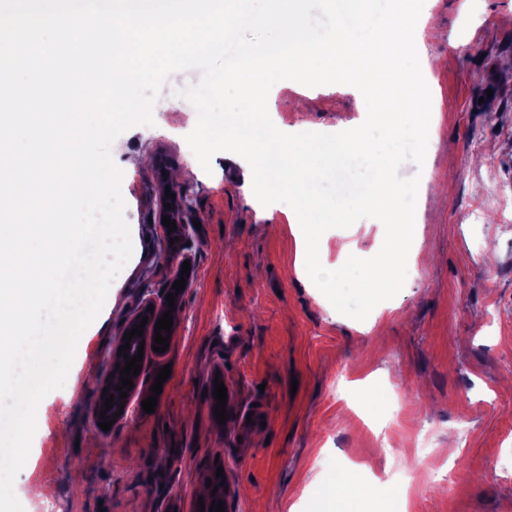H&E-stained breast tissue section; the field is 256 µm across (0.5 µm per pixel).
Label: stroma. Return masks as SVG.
Instances as JSON below:
<instances>
[{
	"instance_id": "obj_1",
	"label": "stroma",
	"mask_w": 512,
	"mask_h": 512,
	"mask_svg": "<svg viewBox=\"0 0 512 512\" xmlns=\"http://www.w3.org/2000/svg\"><path fill=\"white\" fill-rule=\"evenodd\" d=\"M422 35L440 60L425 76L435 160L400 169L420 178L407 280L363 322L337 313L297 265L295 213L258 205L244 159L219 152L200 169L183 92L201 73L167 78L153 125L116 140L133 254L112 283L117 305H104L64 387L44 398L47 429L14 481L24 512H196L217 464L228 512H321L348 464L372 512L401 486L408 512H512V0H429ZM270 96L287 129L328 133L361 112L348 86L288 80ZM130 154L148 166L124 170ZM185 168L201 228L181 245L158 216L163 174ZM384 234L374 218L328 230L321 262L338 265L337 237L376 251ZM185 259L192 280L169 348L147 351L128 416L103 430L93 409L117 330L144 299L161 300ZM218 380L223 423L208 394ZM35 484L48 498H29Z\"/></svg>"
}]
</instances>
